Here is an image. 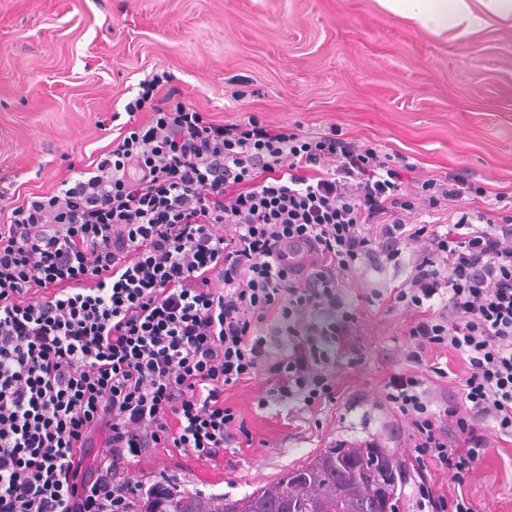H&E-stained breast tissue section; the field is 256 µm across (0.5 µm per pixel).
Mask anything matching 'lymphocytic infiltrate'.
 Returning a JSON list of instances; mask_svg holds the SVG:
<instances>
[{
  "mask_svg": "<svg viewBox=\"0 0 512 512\" xmlns=\"http://www.w3.org/2000/svg\"><path fill=\"white\" fill-rule=\"evenodd\" d=\"M170 72L140 83L89 169L9 202L0 189V512H140L176 476H131L153 448L219 462L244 433L224 394L263 378L259 408L336 399L359 313L342 280L412 254L391 307L415 312L404 356L466 360L460 400L433 407L415 374L385 401L414 458L462 484L512 437V216L474 210L459 177L404 187L405 156L257 116L208 118ZM104 435L95 468L84 466Z\"/></svg>",
  "mask_w": 512,
  "mask_h": 512,
  "instance_id": "obj_1",
  "label": "lymphocytic infiltrate"
}]
</instances>
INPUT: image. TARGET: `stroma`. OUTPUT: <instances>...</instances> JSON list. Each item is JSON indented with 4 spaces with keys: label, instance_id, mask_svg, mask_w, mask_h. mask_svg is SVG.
Returning a JSON list of instances; mask_svg holds the SVG:
<instances>
[{
    "label": "stroma",
    "instance_id": "35a3bbf8",
    "mask_svg": "<svg viewBox=\"0 0 512 512\" xmlns=\"http://www.w3.org/2000/svg\"><path fill=\"white\" fill-rule=\"evenodd\" d=\"M164 69L177 100L235 123L347 138L414 163L403 178L458 176L485 189L466 205L512 202V26L435 36L376 0H0V187L41 193L86 169L113 138L99 120L122 111L141 80ZM407 265L343 281L359 312L358 363L338 357L337 399L315 413L262 410L261 380L226 391L250 438L220 464L151 450L131 473L166 472L185 492L240 498L335 445L374 443L400 459L399 512H418L412 431L385 404L389 375L417 372L434 403L458 396L462 355L404 360L408 317L369 304L402 283ZM446 377L434 374V367ZM490 451L462 487L433 470L436 490L475 512H512V438L486 430Z\"/></svg>",
    "mask_w": 512,
    "mask_h": 512
}]
</instances>
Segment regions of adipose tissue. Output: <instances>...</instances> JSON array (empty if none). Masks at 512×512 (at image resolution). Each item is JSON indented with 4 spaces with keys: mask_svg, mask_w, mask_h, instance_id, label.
I'll return each mask as SVG.
<instances>
[{
    "mask_svg": "<svg viewBox=\"0 0 512 512\" xmlns=\"http://www.w3.org/2000/svg\"><path fill=\"white\" fill-rule=\"evenodd\" d=\"M388 13L414 21L440 36H464L491 23L512 24V0H377Z\"/></svg>",
    "mask_w": 512,
    "mask_h": 512,
    "instance_id": "obj_1",
    "label": "adipose tissue"
}]
</instances>
